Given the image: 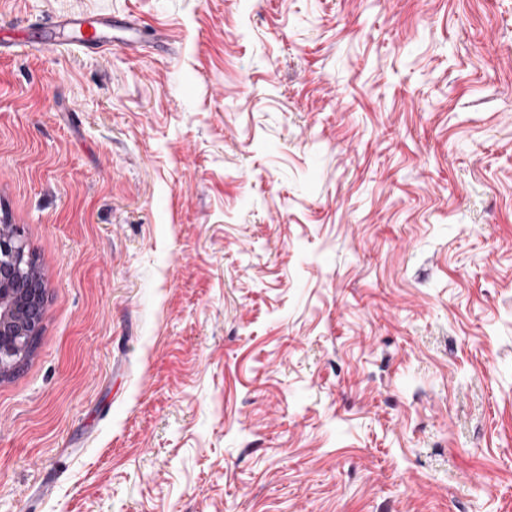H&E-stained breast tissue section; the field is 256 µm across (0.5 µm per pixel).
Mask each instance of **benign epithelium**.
Here are the masks:
<instances>
[{
  "label": "benign epithelium",
  "mask_w": 512,
  "mask_h": 512,
  "mask_svg": "<svg viewBox=\"0 0 512 512\" xmlns=\"http://www.w3.org/2000/svg\"><path fill=\"white\" fill-rule=\"evenodd\" d=\"M21 230L0 225V380L17 372L30 357L45 315L46 285L25 276L32 266Z\"/></svg>",
  "instance_id": "7a95c632"
}]
</instances>
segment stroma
<instances>
[{
	"label": "stroma",
	"instance_id": "obj_1",
	"mask_svg": "<svg viewBox=\"0 0 512 512\" xmlns=\"http://www.w3.org/2000/svg\"><path fill=\"white\" fill-rule=\"evenodd\" d=\"M0 224L47 288L0 512H512V0H0ZM111 18L107 15L66 14L57 16L43 28L41 41L48 45L66 34L68 40L86 49H103L112 40Z\"/></svg>",
	"mask_w": 512,
	"mask_h": 512
}]
</instances>
